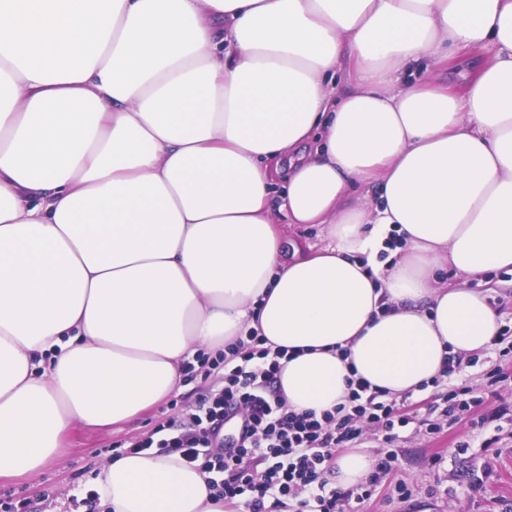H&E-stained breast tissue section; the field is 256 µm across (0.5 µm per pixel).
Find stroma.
Returning a JSON list of instances; mask_svg holds the SVG:
<instances>
[{"label": "stroma", "mask_w": 512, "mask_h": 512, "mask_svg": "<svg viewBox=\"0 0 512 512\" xmlns=\"http://www.w3.org/2000/svg\"><path fill=\"white\" fill-rule=\"evenodd\" d=\"M478 357V363L463 362L460 371L443 378L438 387L407 395L418 413L417 421L400 432L393 444H384L372 428H364L358 447L375 459L394 450L397 461L391 480L405 483L410 496L402 499L380 487L357 504V512H512V379L487 386L484 375L497 363L498 352L491 346ZM199 359L193 379L182 381L159 406L128 422L76 425L64 439L58 458L40 474L0 479V512H95L90 486L103 461L127 453L141 441L177 437L178 423L194 413L203 398L223 389V356L203 348ZM460 384L483 397L476 412L495 415L496 426L442 423L431 404ZM429 422L443 425L442 435L433 440L423 431ZM461 442L467 443V450H458ZM437 452L443 461L435 467L430 458ZM477 474L482 475V483H474Z\"/></svg>", "instance_id": "35a3bbf8"}]
</instances>
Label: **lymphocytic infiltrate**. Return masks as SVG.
I'll return each mask as SVG.
<instances>
[{"label": "lymphocytic infiltrate", "instance_id": "1", "mask_svg": "<svg viewBox=\"0 0 512 512\" xmlns=\"http://www.w3.org/2000/svg\"><path fill=\"white\" fill-rule=\"evenodd\" d=\"M263 342L252 331L225 346L232 367L223 392L202 400L171 445L187 463H196L203 448L217 441L221 421L243 415L240 437L208 464L224 475L216 498L243 502L246 512H339L342 498L328 479L334 452L367 426L392 443L414 418L386 392L363 384L351 389L346 404L323 415L288 410L273 389L283 353Z\"/></svg>", "mask_w": 512, "mask_h": 512}]
</instances>
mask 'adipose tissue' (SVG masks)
Here are the masks:
<instances>
[{
	"label": "adipose tissue",
	"instance_id": "obj_1",
	"mask_svg": "<svg viewBox=\"0 0 512 512\" xmlns=\"http://www.w3.org/2000/svg\"><path fill=\"white\" fill-rule=\"evenodd\" d=\"M462 49L482 54L463 93L412 79ZM502 269L512 0H0V478L252 330L287 350L296 412L356 379L402 396L499 335L470 283ZM372 466L342 453L333 488ZM92 491L99 512H244L175 451L106 460Z\"/></svg>",
	"mask_w": 512,
	"mask_h": 512
}]
</instances>
